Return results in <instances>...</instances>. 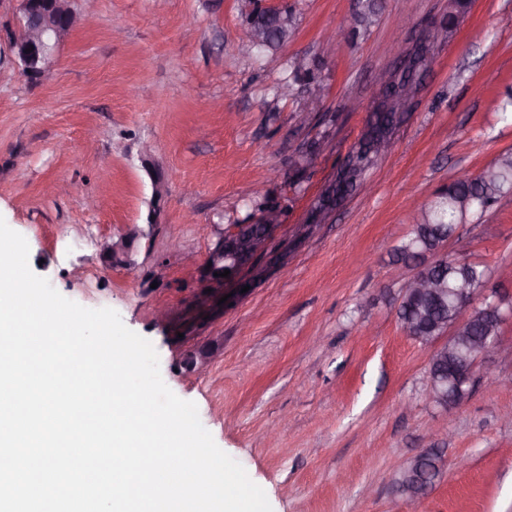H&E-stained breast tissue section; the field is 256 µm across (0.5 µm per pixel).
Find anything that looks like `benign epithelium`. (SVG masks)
<instances>
[{
	"label": "benign epithelium",
	"instance_id": "7a95c632",
	"mask_svg": "<svg viewBox=\"0 0 512 512\" xmlns=\"http://www.w3.org/2000/svg\"><path fill=\"white\" fill-rule=\"evenodd\" d=\"M81 21L80 15L72 8L71 0H21L17 27L9 36V42L18 60L19 71L27 80L41 78L51 68L49 60L55 57L60 43L68 32ZM282 210L266 211L259 223L263 228L254 230L246 236H239L241 227L233 224L228 229H219L217 239L210 250L207 266L200 270L201 288L194 303L196 308L211 316L224 313V305L219 299L228 292V285L241 287L257 286L255 278H244V274L254 268L256 263L267 259L269 265L284 263L288 254L282 251L268 254L273 241V233L279 227ZM248 256L245 262L236 263V269L227 277L224 261ZM429 266L424 262L415 266L408 278L403 293L410 295L438 296L444 293L438 284L421 274ZM454 316L432 336H416L427 350L428 364H433L440 355L448 352L452 345L466 347L467 372L464 380L450 377L440 379L428 373V394L431 401L447 410L462 403L469 395L471 385L477 375L479 358L499 354L505 350L512 352V339L508 340L494 328L502 325L505 318L512 319V306L502 309L503 302L488 301V296L473 293L465 286L454 291ZM476 323L485 325V335L472 336L470 331ZM432 454L426 450L411 459L401 470V478H414L418 475L422 463Z\"/></svg>",
	"mask_w": 512,
	"mask_h": 512
}]
</instances>
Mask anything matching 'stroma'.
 <instances>
[{
	"label": "stroma",
	"mask_w": 512,
	"mask_h": 512,
	"mask_svg": "<svg viewBox=\"0 0 512 512\" xmlns=\"http://www.w3.org/2000/svg\"><path fill=\"white\" fill-rule=\"evenodd\" d=\"M281 3L297 27L273 53L240 52L237 0H75L86 22L36 81L0 40V217L26 238L35 274L153 344L165 384L273 512H512V356L480 361L459 406L435 405L392 274L418 205L512 150V112L499 108L512 0H469L449 33L451 0H380L360 32L357 0ZM420 36L435 51L393 152L367 175L372 192L309 223L366 128L376 75ZM299 56L319 63L334 125L307 110ZM268 199L282 206L286 263L175 339L216 225L254 222ZM120 238L129 256L109 259L105 242ZM446 252L486 266L487 293L512 300V195L461 224ZM430 448L439 474L408 498L400 469Z\"/></svg>",
	"instance_id": "obj_1"
}]
</instances>
